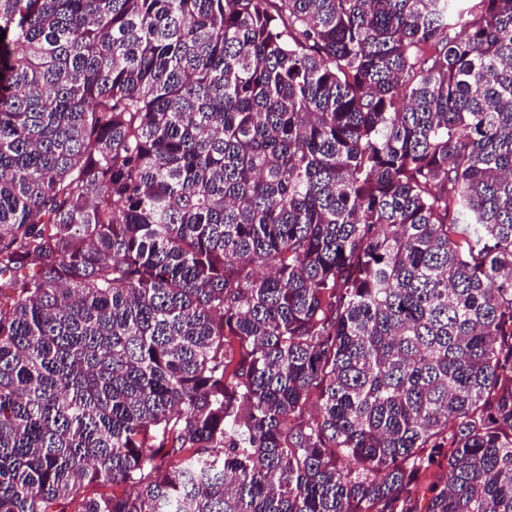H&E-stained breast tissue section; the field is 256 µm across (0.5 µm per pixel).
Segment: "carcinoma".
<instances>
[{"label":"carcinoma","mask_w":512,"mask_h":512,"mask_svg":"<svg viewBox=\"0 0 512 512\" xmlns=\"http://www.w3.org/2000/svg\"><path fill=\"white\" fill-rule=\"evenodd\" d=\"M2 32L0 512H512V0Z\"/></svg>","instance_id":"1"}]
</instances>
